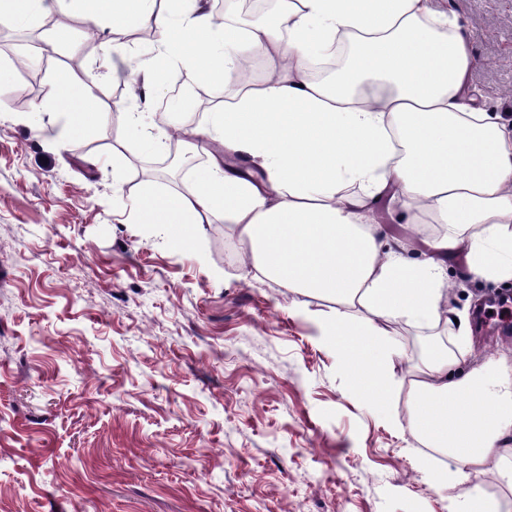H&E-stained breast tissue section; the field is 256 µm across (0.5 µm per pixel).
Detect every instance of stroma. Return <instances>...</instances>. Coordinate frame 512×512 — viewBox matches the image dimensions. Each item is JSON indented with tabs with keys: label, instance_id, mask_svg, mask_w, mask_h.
<instances>
[{
	"label": "stroma",
	"instance_id": "1",
	"mask_svg": "<svg viewBox=\"0 0 512 512\" xmlns=\"http://www.w3.org/2000/svg\"><path fill=\"white\" fill-rule=\"evenodd\" d=\"M436 4L471 42L479 106L511 123L512 0ZM57 12L66 39L40 51L39 87L19 58L43 39L42 16L0 43V84L14 91L0 102V512H450L466 484L416 465L439 449L387 424L316 340L304 312L329 301L225 264L224 222L195 225L186 248L148 223L140 201L194 190L223 148L201 139L191 164L153 176L144 161L186 141L189 120L129 119L139 86L108 76L152 41L114 47L76 0ZM73 59L97 74L112 118L60 144L36 125ZM447 272L448 307L472 332L461 371L512 357V315L487 318L512 286L471 276L460 252Z\"/></svg>",
	"mask_w": 512,
	"mask_h": 512
}]
</instances>
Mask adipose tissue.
Listing matches in <instances>:
<instances>
[{"label": "adipose tissue", "instance_id": "1", "mask_svg": "<svg viewBox=\"0 0 512 512\" xmlns=\"http://www.w3.org/2000/svg\"><path fill=\"white\" fill-rule=\"evenodd\" d=\"M79 8L113 30L156 34L137 67L141 112H152L155 78L170 65L236 88L210 110L223 158L197 172L193 194L150 202L149 223L187 243L189 225L224 220L246 246L251 280L334 302L331 315H311L320 339L386 421L445 454L451 469L435 473L437 482L468 481L492 461L512 479V363L491 359L455 376L470 350L466 320L456 351L439 348L416 364L408 420L394 418L389 401L386 368L403 354L389 328L430 333L449 323L450 254L465 248L475 277L512 280V125L474 106L476 61L456 16L433 0H279L276 17L221 25L203 0H79ZM341 34L354 55L335 77L314 81L312 61ZM249 54L269 62L261 83L245 73ZM56 108L71 140L105 118L90 81L70 76ZM384 197L400 203L404 223L430 215L447 233L410 258L377 220Z\"/></svg>", "mask_w": 512, "mask_h": 512}]
</instances>
